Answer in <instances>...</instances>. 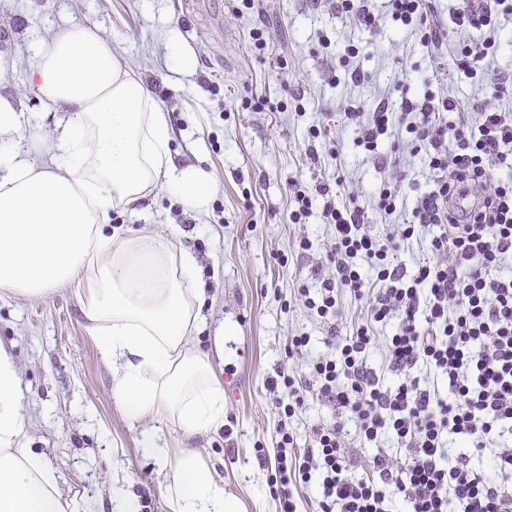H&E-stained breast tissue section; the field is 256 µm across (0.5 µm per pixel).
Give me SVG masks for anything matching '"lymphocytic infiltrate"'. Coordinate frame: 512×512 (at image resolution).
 I'll use <instances>...</instances> for the list:
<instances>
[{
    "instance_id": "lymphocytic-infiltrate-1",
    "label": "lymphocytic infiltrate",
    "mask_w": 512,
    "mask_h": 512,
    "mask_svg": "<svg viewBox=\"0 0 512 512\" xmlns=\"http://www.w3.org/2000/svg\"><path fill=\"white\" fill-rule=\"evenodd\" d=\"M355 29L378 33L387 23L438 47L450 32H480L460 46L453 69L478 89L470 109L424 87L415 97L379 99L371 114L347 102L340 114L355 131L354 144L372 153L378 169L399 166L404 154L422 155L432 174L402 224L382 235L367 228V210L395 213L399 189L380 183L370 206L357 194L335 198L343 186L290 181L295 209L290 223H305L315 201L333 228L328 268L295 295L327 326L329 353L288 368L309 336H292L287 360L266 377L280 418L276 458L257 448L259 467H273L271 492L279 512H297L304 487L317 482L319 512H512V276L501 267L512 256V78L493 75L512 0H457L449 25L434 18L432 0H331ZM391 136L388 152L378 140ZM428 235L436 262L408 271L398 256L401 241ZM359 303L361 323L338 324L339 301ZM392 325L385 337L376 324ZM382 350L386 373L369 365ZM445 377L447 392L430 385ZM329 404L336 420L311 427L310 444L297 451L291 419L308 398ZM374 446L358 459L352 440ZM396 450L386 449V442Z\"/></svg>"
}]
</instances>
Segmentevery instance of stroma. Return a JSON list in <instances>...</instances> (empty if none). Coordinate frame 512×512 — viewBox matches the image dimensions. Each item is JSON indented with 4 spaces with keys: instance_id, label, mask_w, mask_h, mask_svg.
Masks as SVG:
<instances>
[{
    "instance_id": "stroma-1",
    "label": "stroma",
    "mask_w": 512,
    "mask_h": 512,
    "mask_svg": "<svg viewBox=\"0 0 512 512\" xmlns=\"http://www.w3.org/2000/svg\"><path fill=\"white\" fill-rule=\"evenodd\" d=\"M71 23L99 28L128 69L152 85L170 114L175 164L201 169L216 187L201 213L160 192L140 203L139 215L111 214L114 226L152 233L194 255L204 290L194 344L211 358L217 378L228 375L236 383L235 394L224 397L229 431L189 438L170 421L153 425L173 454L199 451L242 512H278L269 474L254 458L255 445L273 455L279 441L264 380L284 360L291 336H309L306 358L326 350L323 322L294 291L325 263L331 234L316 215L289 223L288 182L309 186L344 172L348 189L368 208L372 233L401 223L402 212L370 208L369 195L384 174L354 145L353 129L334 119L350 99L372 110L377 95L399 82L415 95L428 81L439 94L468 104L477 89L450 66L464 37L450 34L430 50L402 38L393 25L377 35L353 29L346 17L313 8L311 0H260L256 11L240 0H0V56L15 62L0 72V87L33 115L23 141L31 154L53 137L56 118L42 114L27 71L39 42ZM260 25L271 34L261 57L250 39ZM322 32L333 47L319 45ZM343 39L360 49L356 63L368 77L362 87L344 80L336 47ZM173 40L193 59L191 69L172 65ZM295 91L304 94V112L295 110ZM325 124L331 133L319 142L314 165L305 155L307 129ZM302 236L312 250H298ZM0 342L10 346L18 367L24 442L46 455L66 496L85 501L92 512H111L117 465L140 512H172L166 481L140 449V424L124 416L112 395V370L76 286L40 297L0 289Z\"/></svg>"
}]
</instances>
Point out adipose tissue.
Listing matches in <instances>:
<instances>
[{
	"label": "adipose tissue",
	"instance_id": "ef3b65f1",
	"mask_svg": "<svg viewBox=\"0 0 512 512\" xmlns=\"http://www.w3.org/2000/svg\"><path fill=\"white\" fill-rule=\"evenodd\" d=\"M29 81L43 111L64 118L40 159L25 157L30 119L0 92V288L27 296L82 288L113 396L141 423L140 444L167 479L174 512H239L197 452L172 457L143 424L164 417L190 435L224 426V390L193 345L196 260L154 235L108 227L113 209L136 208L161 190L205 211L213 187L201 171L174 164L168 112L99 29H58L36 53ZM24 429L17 366L0 344V512H90L60 493L44 454L21 445Z\"/></svg>",
	"mask_w": 512,
	"mask_h": 512
}]
</instances>
